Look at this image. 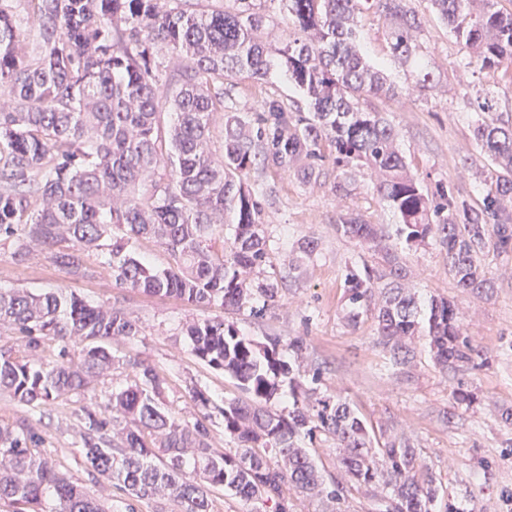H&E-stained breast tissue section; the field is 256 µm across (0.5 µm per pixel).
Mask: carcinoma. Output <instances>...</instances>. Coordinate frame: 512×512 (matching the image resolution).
<instances>
[{
  "instance_id": "carcinoma-1",
  "label": "carcinoma",
  "mask_w": 512,
  "mask_h": 512,
  "mask_svg": "<svg viewBox=\"0 0 512 512\" xmlns=\"http://www.w3.org/2000/svg\"><path fill=\"white\" fill-rule=\"evenodd\" d=\"M288 15V34L275 42L265 31V2ZM25 0L26 21L38 31L29 45L12 0H0V236L15 238L20 259L52 251L68 272L79 253L108 254L112 276L152 296H176L196 305L239 310L263 299L275 303L278 282L253 283L266 265L265 204L273 189L251 174L295 172L305 183L322 175L324 148L334 149L341 170L332 190L351 192V172L370 171L374 189L398 219L408 245L437 239L448 254V273L466 293L491 287L478 254L489 243L512 246V121L492 113L489 95L471 106L482 114L473 139L493 173L478 207L457 204L450 190L423 188L405 160L395 126L369 111L371 97L394 96L384 71L359 47L364 13L390 20L385 29L393 60L414 86L433 85L422 62V19L408 0ZM469 60L496 72L512 64V12L498 0H427ZM184 66L162 76L160 53ZM278 68L307 102L290 108L264 98L262 111L239 107L224 82L262 80ZM175 114L160 129L162 105ZM224 113L223 153L214 157L210 127ZM235 225L234 240L219 255L202 247L216 228ZM336 230L360 242L390 235L379 224L347 217ZM150 238L169 255L156 269L131 251ZM289 270L312 258L318 242L306 239ZM374 266L345 267L348 321L376 302L377 330L395 365L413 358L412 340L428 337L439 368L457 373L475 365L479 351L462 333L454 303L442 298L419 305L405 269L388 246ZM25 338L19 354L0 352V389L26 405H49L84 389L112 369V342L138 334L122 310L73 294L0 289V330ZM192 353L231 375L245 394L224 402V434L239 451L212 447L206 420L209 396L193 391L200 418L182 423L161 403L163 381L150 366L128 361L131 382L112 392V420L86 411L85 463L116 480L138 499L168 498L176 512H212L213 493L224 490L291 512L284 487L336 504L358 487L386 489L380 512H433L439 487L404 435L372 441L349 403L303 387L295 380L288 409L274 411L284 359H304L305 341L268 336L263 343L240 334L221 318L190 324ZM81 342L59 359H43L45 342ZM475 401L459 387L452 410ZM113 438H106L107 427ZM322 431L343 449V476L326 482L305 441ZM107 512L37 451L32 436L0 428V501L13 512Z\"/></svg>"
}]
</instances>
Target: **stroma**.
Segmentation results:
<instances>
[{"instance_id":"stroma-1","label":"stroma","mask_w":512,"mask_h":512,"mask_svg":"<svg viewBox=\"0 0 512 512\" xmlns=\"http://www.w3.org/2000/svg\"><path fill=\"white\" fill-rule=\"evenodd\" d=\"M386 26L385 19L366 17L362 50L369 61L385 67L398 94L371 99L370 107L385 113L395 125L400 148L424 188L432 192L443 185L451 189L457 202L480 205L485 194V161L474 147L475 114L469 102L478 90L491 89L494 108L503 119L512 118V66L492 74L468 63L464 49L446 26L428 13L421 42L435 83L412 90L403 67L390 57ZM234 93L240 107L251 110L270 94L287 101L298 98L275 71L263 84L238 81ZM468 156L473 157V164H465ZM336 175L330 162L315 185L303 184L289 173L264 174V182L274 190V202L265 209L268 262L263 274L278 277L279 294L277 303L258 315L247 308L201 307L123 287L101 254H82L80 272L70 274L46 252L18 260L13 243L0 240V289H60L121 308L139 326L138 335L114 347V371L88 389L46 407L23 405L0 391V428L36 433L39 450L112 512H171V502L137 499L112 479L87 470L82 455L83 411H102L112 390L126 385L130 359L155 368L163 380L165 406L186 423H194L197 417L193 389L206 390L218 406L240 397L234 379L192 354L185 334L191 320L220 317L258 342L268 336L304 338L309 357L300 368L303 383H310L313 371H320L322 392L341 396L368 425L409 436L441 496L452 497L459 512H512V423L501 417L503 411H512V250L486 249L480 264L491 288L463 293L448 273V257L439 243L410 248L390 239L399 262L417 275L420 304H428L435 296L453 300L463 314L464 334L481 352L474 367L451 376L434 365L427 345L421 342L411 364L391 367L389 353L378 343L374 310H367L354 325L344 317L345 267L361 258L372 260L373 253L342 236L336 226L346 214L372 224L391 225L395 218L374 192L366 172L355 173L353 190L343 198L331 190ZM308 237L317 240V254L299 271L289 272V258L298 242ZM460 381L476 401L450 421L446 414L452 406L451 393Z\"/></svg>"}]
</instances>
